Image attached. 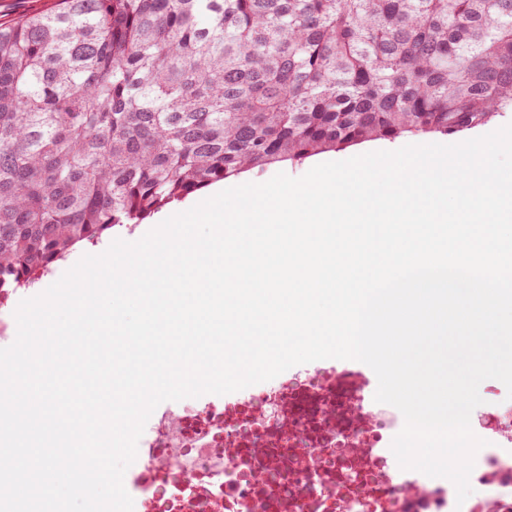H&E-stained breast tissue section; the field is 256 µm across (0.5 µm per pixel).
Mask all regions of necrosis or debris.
<instances>
[{"label": "necrosis or debris", "mask_w": 512, "mask_h": 512, "mask_svg": "<svg viewBox=\"0 0 512 512\" xmlns=\"http://www.w3.org/2000/svg\"><path fill=\"white\" fill-rule=\"evenodd\" d=\"M396 415L371 378L342 365L304 369L236 397L155 410L124 474L133 512H512V400L492 391L477 430L473 492L400 469Z\"/></svg>", "instance_id": "necrosis-or-debris-1"}]
</instances>
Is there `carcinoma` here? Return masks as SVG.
<instances>
[{
    "mask_svg": "<svg viewBox=\"0 0 512 512\" xmlns=\"http://www.w3.org/2000/svg\"><path fill=\"white\" fill-rule=\"evenodd\" d=\"M512 112V0H61L0 26V300L243 173Z\"/></svg>",
    "mask_w": 512,
    "mask_h": 512,
    "instance_id": "cac0c4a2",
    "label": "carcinoma"
}]
</instances>
